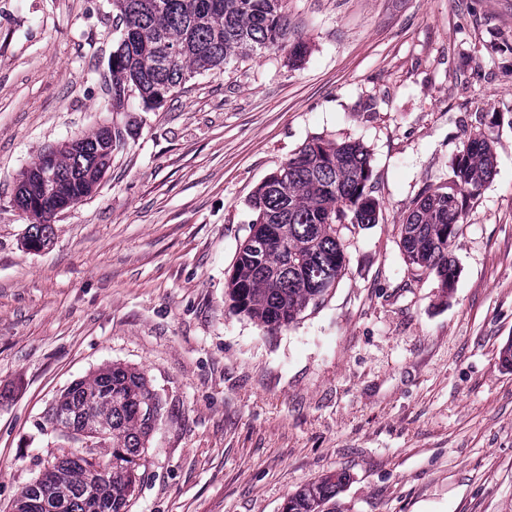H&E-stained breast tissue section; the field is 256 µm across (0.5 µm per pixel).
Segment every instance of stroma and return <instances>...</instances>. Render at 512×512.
<instances>
[{
  "label": "stroma",
  "mask_w": 512,
  "mask_h": 512,
  "mask_svg": "<svg viewBox=\"0 0 512 512\" xmlns=\"http://www.w3.org/2000/svg\"><path fill=\"white\" fill-rule=\"evenodd\" d=\"M284 50L112 106V0H0V512L79 443L43 428L109 364L162 402L130 512H282L324 474L325 512H512V0H285ZM122 133L99 187L25 245L14 195L46 150ZM496 169L451 246L450 294L411 275L400 224L470 133ZM361 142L378 223L343 233L322 304L268 330L226 281L249 198L310 137Z\"/></svg>",
  "instance_id": "stroma-1"
}]
</instances>
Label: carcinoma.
<instances>
[{"label":"carcinoma","instance_id":"cac0c4a2","mask_svg":"<svg viewBox=\"0 0 512 512\" xmlns=\"http://www.w3.org/2000/svg\"><path fill=\"white\" fill-rule=\"evenodd\" d=\"M284 0H112L115 17L131 32L112 52V101L132 97L147 109L162 106L193 73L221 70L236 58L262 50L290 48L289 61L302 62L303 43L288 44ZM110 168L103 130L79 138L75 149L61 148L42 199L44 223L27 226L26 242H51L56 199L79 203ZM448 184L426 190L401 224L400 248L416 275L435 274L445 291L455 284L457 268L450 253L468 200L495 173L492 140L469 134L451 161ZM286 172L282 178L281 172ZM371 155L356 141L341 143L314 137L286 167L269 175L252 194L251 226L273 235L257 248L246 238L239 248L225 295L232 309L260 326L287 327L309 306L318 305L345 268L339 237L343 222L374 224ZM161 401L145 374L114 364L92 378L72 383L52 406V431H88L93 446L68 452L51 464L45 482L26 485L18 498L23 512H129L146 442L155 424L146 401ZM348 480L330 472L288 497L284 512H323Z\"/></svg>","mask_w":512,"mask_h":512}]
</instances>
